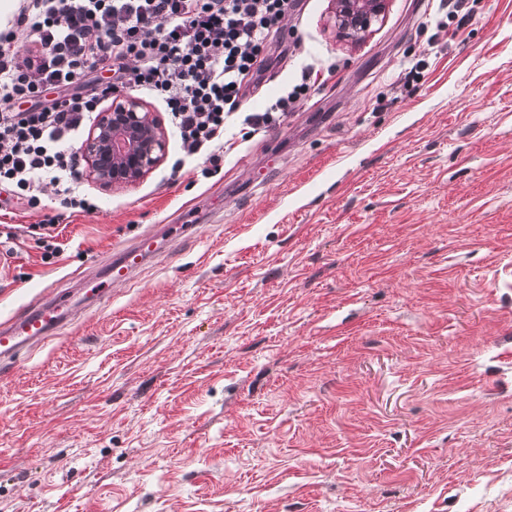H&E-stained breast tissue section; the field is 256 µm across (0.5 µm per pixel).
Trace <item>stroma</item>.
<instances>
[{
    "label": "stroma",
    "instance_id": "stroma-1",
    "mask_svg": "<svg viewBox=\"0 0 512 512\" xmlns=\"http://www.w3.org/2000/svg\"><path fill=\"white\" fill-rule=\"evenodd\" d=\"M334 12L284 20L248 105L315 83L220 172L172 137L135 185L82 181L53 264V188L0 215V320L79 299L0 375V512H512V0H389L357 43ZM145 232L133 280L81 299ZM63 213H58L54 216L45 215L43 224H39L44 233H41L39 237L40 248L43 249L42 260L45 263H52L54 260L64 252L66 244L59 242V233L54 234L55 227L59 224V221L63 218Z\"/></svg>",
    "mask_w": 512,
    "mask_h": 512
}]
</instances>
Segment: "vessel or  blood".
<instances>
[{
  "mask_svg": "<svg viewBox=\"0 0 512 512\" xmlns=\"http://www.w3.org/2000/svg\"><path fill=\"white\" fill-rule=\"evenodd\" d=\"M154 250L153 237L147 233L139 235L135 243L123 249L120 257L113 261L105 278L91 282L94 299L110 300L113 284L130 282ZM67 323L66 302L61 298L36 304L0 322V368H13L23 349L47 342L60 334Z\"/></svg>",
  "mask_w": 512,
  "mask_h": 512,
  "instance_id": "b4317fda",
  "label": "vessel or blood"
}]
</instances>
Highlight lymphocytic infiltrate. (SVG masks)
I'll use <instances>...</instances> for the list:
<instances>
[{
    "instance_id": "f902f5d3",
    "label": "lymphocytic infiltrate",
    "mask_w": 512,
    "mask_h": 512,
    "mask_svg": "<svg viewBox=\"0 0 512 512\" xmlns=\"http://www.w3.org/2000/svg\"><path fill=\"white\" fill-rule=\"evenodd\" d=\"M296 0H21L0 32V208L37 206L45 186L72 213L77 145L101 102L148 91L162 99L186 155L219 166L233 143L228 118L259 127L286 116L310 89L313 66L265 112H245L249 87Z\"/></svg>"
}]
</instances>
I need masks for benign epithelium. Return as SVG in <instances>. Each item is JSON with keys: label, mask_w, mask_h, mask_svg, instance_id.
<instances>
[{"label": "benign epithelium", "mask_w": 512, "mask_h": 512, "mask_svg": "<svg viewBox=\"0 0 512 512\" xmlns=\"http://www.w3.org/2000/svg\"><path fill=\"white\" fill-rule=\"evenodd\" d=\"M388 0H336L340 37L360 40L384 16ZM167 141L160 119L131 96H122L98 113L79 149L83 173L114 189L136 184L165 158Z\"/></svg>", "instance_id": "7a95c632"}]
</instances>
